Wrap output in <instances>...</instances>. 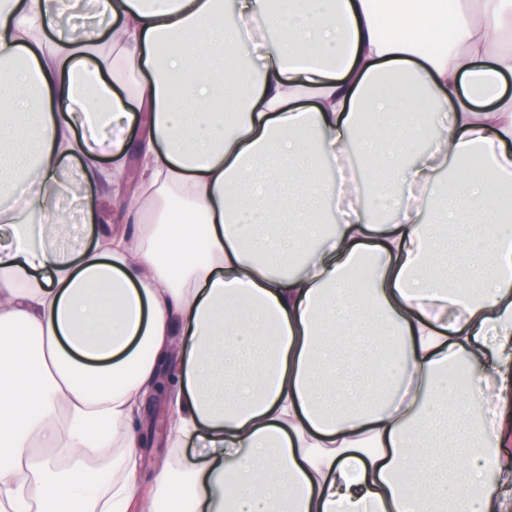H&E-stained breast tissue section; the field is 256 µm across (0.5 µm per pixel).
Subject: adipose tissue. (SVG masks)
Returning <instances> with one entry per match:
<instances>
[{"label":"adipose tissue","instance_id":"adipose-tissue-1","mask_svg":"<svg viewBox=\"0 0 512 512\" xmlns=\"http://www.w3.org/2000/svg\"><path fill=\"white\" fill-rule=\"evenodd\" d=\"M66 15L0 0V512H512V0ZM165 419L168 421V410L163 405H156L151 409V426L154 430V424L157 421L164 425ZM163 430V429H162ZM161 431H155L157 436V444L152 448H148L147 456H146V476L151 477L154 473L155 465L158 462H162L164 460L171 459V448H168V444L166 442V430L162 433Z\"/></svg>","mask_w":512,"mask_h":512}]
</instances>
